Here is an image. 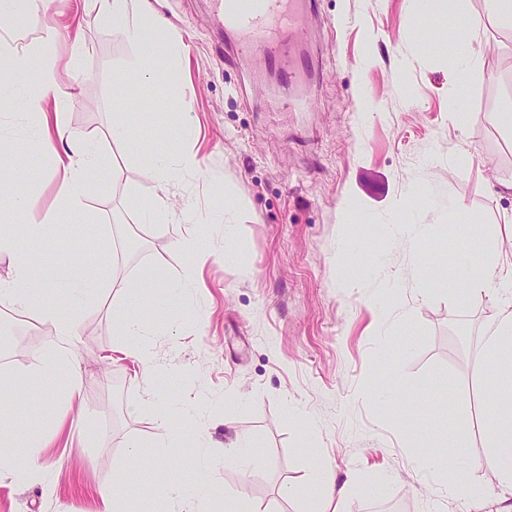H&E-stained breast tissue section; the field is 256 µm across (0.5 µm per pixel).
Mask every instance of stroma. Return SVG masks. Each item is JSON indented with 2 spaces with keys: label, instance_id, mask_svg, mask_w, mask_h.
Returning a JSON list of instances; mask_svg holds the SVG:
<instances>
[{
  "label": "stroma",
  "instance_id": "35a3bbf8",
  "mask_svg": "<svg viewBox=\"0 0 512 512\" xmlns=\"http://www.w3.org/2000/svg\"><path fill=\"white\" fill-rule=\"evenodd\" d=\"M156 8L185 46L179 93L192 131L175 143L165 131L166 92L126 84V106L147 104L151 119L128 145L113 144L115 90L139 53L100 22L95 0H54L50 14L14 22L17 60L31 71L46 21L56 23L60 79L74 87L63 104L68 130L98 139L110 159L89 175L93 223L65 219L47 227L44 244L22 238L19 246L44 265L78 267L92 256L134 284L162 267H193L191 286L173 290L167 309H142L159 322L150 342L168 373L161 390L191 438L176 453L178 467L132 476L129 512H153L158 485L199 478L208 487L189 492L179 512H225L237 501L253 512H303L282 489L303 482L316 455L338 484L364 488L344 497L342 512H490L487 475H463L481 496L449 497L445 475L417 463L407 430L442 416L437 395L450 390L471 419L467 454L482 452L477 352L500 300L481 294L458 305L447 282L426 292L421 276L445 270L442 245L458 238L454 201L491 230L512 212V195L501 188L512 182V135L490 120L512 108V30L486 21L484 0H468L460 19L483 18L484 67L454 90L445 32L427 25L431 44L420 46L405 0H317L307 38L319 43L322 66L312 110L300 115L288 107L292 88L262 51L225 61L232 39L209 0H158ZM77 37L87 52L73 51ZM459 102L457 124L450 112ZM15 134L24 148L0 157V178L40 208H54L58 179L49 155L61 141L32 145L24 129ZM163 149L193 153L208 174L204 181L174 176L168 197L177 224L141 218L155 193L145 160ZM461 151L471 166L451 169ZM401 209L417 235L391 230ZM228 223L237 227L229 246ZM181 236L203 241L207 254L189 257L176 246ZM347 250L371 264L354 286L336 266ZM113 298L104 293L79 317L74 367L82 406L54 413L69 420L82 409L86 421L65 428L43 453L55 496L0 481V512H98L97 489L112 484L127 446L164 439L148 414L131 411L144 396L135 384L141 367L114 357L121 338ZM0 336L14 339L11 352L0 350V384L21 421L39 429L33 397L60 392L38 376L54 331L37 315L22 320L0 307ZM244 439L260 450L245 468L232 459Z\"/></svg>",
  "mask_w": 512,
  "mask_h": 512
}]
</instances>
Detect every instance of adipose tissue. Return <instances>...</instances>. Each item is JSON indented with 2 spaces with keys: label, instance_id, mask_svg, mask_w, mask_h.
<instances>
[{
  "label": "adipose tissue",
  "instance_id": "obj_1",
  "mask_svg": "<svg viewBox=\"0 0 512 512\" xmlns=\"http://www.w3.org/2000/svg\"><path fill=\"white\" fill-rule=\"evenodd\" d=\"M97 3L102 20L120 28L139 51V63L131 70L132 79L170 91V139L176 142L186 137L191 131L188 108L173 95L180 81V72L173 62L183 51L182 42L177 37L163 35L160 16L148 6L147 0H97ZM39 6V0H0V107L16 109L22 116L34 119L36 142L51 143L56 135L64 138L63 152L53 155L55 168L63 172L57 186L60 208L55 212H40L31 200L0 192V257H9L13 265L12 278L0 281V305L20 313L39 311L43 321L53 324L56 343L41 364L39 375L46 380L61 382L58 402L70 405L82 397L79 377L66 372L74 354L78 316L85 309L97 306L104 290L116 291L119 301L113 306V318L123 338V348L143 366L139 381L149 393L143 406L151 410L155 423L166 429L164 451L149 455L140 445L128 448L120 469L125 473L136 472L149 466L168 464L184 436L183 430L171 427V407L157 393V385L165 374L152 363L151 351L144 341L151 333V326L143 320L141 308L150 299L156 307L165 308V293L176 283L191 285L193 272L184 266L164 273L153 279L149 286L142 287L102 272L37 266L31 256L18 247L10 223L13 212L26 214V235L37 240L44 238L47 225L55 223L61 214L69 216L76 224L89 223L87 176L105 162L104 155L92 142L67 137L64 112L58 109L52 113L47 111V104L58 106L68 96L56 69L47 63L38 72L30 73L15 63L13 22ZM447 46L453 87L469 84L481 62V51L471 28L449 33ZM150 167L156 194L145 218L152 221L172 214L167 203L168 184L176 168L195 172L199 164L190 154L174 162L169 153L159 152L151 155ZM454 217L456 223L461 224L465 239L451 257V273L457 283L453 300L458 302L483 292H493L502 298L498 314L489 324L479 351L486 418L481 424L483 453L475 465L491 476L496 490L494 512H512V256L498 243L487 239L478 218L464 205L455 206ZM464 434L462 420L452 412L447 422L426 420L412 426L409 446L426 469L454 472L463 460L457 449L462 445ZM42 446V441L23 429L6 388L1 387L0 478H10L20 485H38L44 497H53L56 491L54 479L40 463ZM447 447L454 449V456H444L443 450ZM356 490L353 484L337 486L330 467L318 461L308 483L286 486L283 494L306 500V512H339L337 499Z\"/></svg>",
  "mask_w": 512,
  "mask_h": 512
}]
</instances>
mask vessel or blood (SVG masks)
Wrapping results in <instances>:
<instances>
[{
  "label": "vessel or blood",
  "instance_id": "b4317fda",
  "mask_svg": "<svg viewBox=\"0 0 512 512\" xmlns=\"http://www.w3.org/2000/svg\"><path fill=\"white\" fill-rule=\"evenodd\" d=\"M210 2L218 25L237 38L231 50L233 57H243L258 46L273 68L280 67L282 54L288 48L284 33L301 35L315 12V0H250L246 7L241 6L240 0ZM315 54L310 45L299 51L294 65L283 69V77L291 83L310 79V62Z\"/></svg>",
  "mask_w": 512,
  "mask_h": 512
}]
</instances>
